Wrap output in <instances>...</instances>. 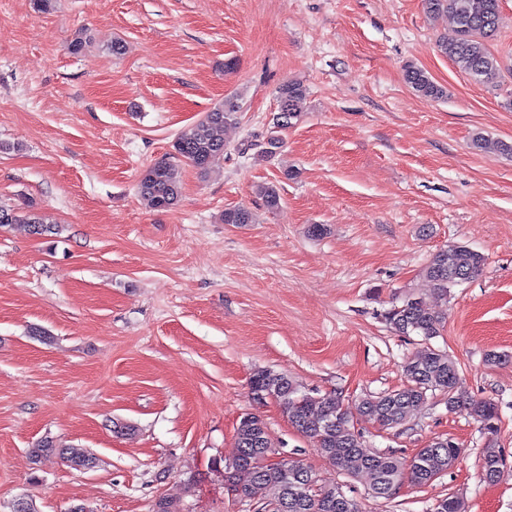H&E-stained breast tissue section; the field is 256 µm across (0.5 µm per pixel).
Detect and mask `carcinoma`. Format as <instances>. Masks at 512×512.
I'll return each mask as SVG.
<instances>
[{
  "mask_svg": "<svg viewBox=\"0 0 512 512\" xmlns=\"http://www.w3.org/2000/svg\"><path fill=\"white\" fill-rule=\"evenodd\" d=\"M428 14L446 13L455 22V35L439 43L442 54L459 69L479 82H491L499 76L500 66L487 43L496 35L500 0H424ZM405 79L413 91L426 99H439L446 91L413 63L405 66ZM307 88L299 81H288L276 90L277 104L287 111L274 115V128L286 131L301 117ZM239 105L228 98L216 105L192 125L182 130L173 143L172 158L163 159L146 169L139 181L138 192L150 207L164 211L175 206L181 194L179 163H187L206 175L224 158L227 142L223 132L237 124ZM263 205L274 210L281 202L278 187L264 183L257 187ZM226 224H252L253 213L245 208L224 211ZM26 223L30 232L42 235L48 228L31 214H22L0 206V227ZM485 265V256L471 247L454 243L436 251L423 269L433 291L446 294L462 282L478 276ZM392 329L404 336H420L427 341L441 335L445 317L419 297H409L392 306L384 315ZM406 384L403 387L362 400L360 409L365 420L381 429L402 424L406 418L431 396L447 397L448 409L464 412L476 420L486 435L482 450L484 478L494 483L504 473L503 451L498 444L499 413L497 405L487 399H476L460 385L457 363L445 351L424 347L404 363ZM260 384L274 393L291 424L306 437L333 466L350 476L366 474L373 494L389 499L405 483L426 486L444 475L462 453L451 439L431 441L409 458L363 449L353 420L340 400L332 394L311 396L300 392L284 373L259 370L250 384ZM271 447L267 425L255 413L242 417L236 428V454L229 460L225 485L237 498L259 502L287 503L283 512H359L355 501L346 496L334 481L317 479L301 459H288L274 466L255 464L256 458ZM34 461L57 455L69 467L84 466L89 451L85 448L56 445L51 437L38 440L29 449ZM317 489L307 495L304 487ZM434 512H466L463 498L450 495L441 499Z\"/></svg>",
  "mask_w": 512,
  "mask_h": 512,
  "instance_id": "obj_1",
  "label": "carcinoma"
}]
</instances>
